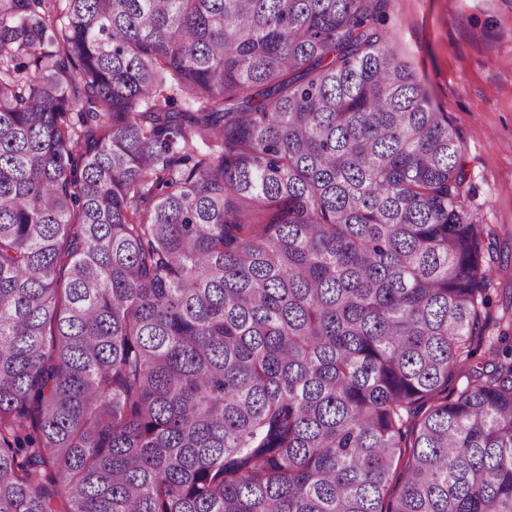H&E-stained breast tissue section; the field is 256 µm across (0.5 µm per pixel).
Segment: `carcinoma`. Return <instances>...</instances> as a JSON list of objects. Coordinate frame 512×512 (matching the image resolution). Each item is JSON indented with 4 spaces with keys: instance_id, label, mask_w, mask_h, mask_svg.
<instances>
[{
    "instance_id": "obj_1",
    "label": "carcinoma",
    "mask_w": 512,
    "mask_h": 512,
    "mask_svg": "<svg viewBox=\"0 0 512 512\" xmlns=\"http://www.w3.org/2000/svg\"><path fill=\"white\" fill-rule=\"evenodd\" d=\"M390 3L0 0V512H512L499 234Z\"/></svg>"
}]
</instances>
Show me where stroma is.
Listing matches in <instances>:
<instances>
[{
  "instance_id": "obj_1",
  "label": "stroma",
  "mask_w": 512,
  "mask_h": 512,
  "mask_svg": "<svg viewBox=\"0 0 512 512\" xmlns=\"http://www.w3.org/2000/svg\"><path fill=\"white\" fill-rule=\"evenodd\" d=\"M386 27L460 133L468 208L501 229L505 265L485 308L496 320L512 302V0H392Z\"/></svg>"
}]
</instances>
